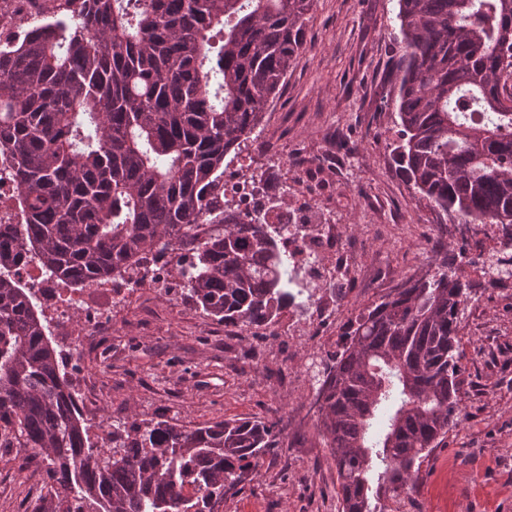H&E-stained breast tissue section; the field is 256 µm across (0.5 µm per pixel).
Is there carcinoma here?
I'll list each match as a JSON object with an SVG mask.
<instances>
[{
	"label": "carcinoma",
	"mask_w": 512,
	"mask_h": 512,
	"mask_svg": "<svg viewBox=\"0 0 512 512\" xmlns=\"http://www.w3.org/2000/svg\"><path fill=\"white\" fill-rule=\"evenodd\" d=\"M315 0H82L0 47V152L24 215L0 223V437L34 451L52 484L38 512H206L278 447L276 418L193 429L136 420L98 446L66 391L49 292L165 257L180 296L226 326L276 325L312 300L278 248L277 205L236 215L224 162L260 125L304 49ZM393 158L459 224L501 227L461 260L512 278V0H398ZM28 252L48 288L21 281ZM448 262L351 321L316 393L340 512H387L462 421L461 305Z\"/></svg>",
	"instance_id": "obj_1"
}]
</instances>
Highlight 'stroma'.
Segmentation results:
<instances>
[{
	"label": "stroma",
	"instance_id": "35a3bbf8",
	"mask_svg": "<svg viewBox=\"0 0 512 512\" xmlns=\"http://www.w3.org/2000/svg\"><path fill=\"white\" fill-rule=\"evenodd\" d=\"M397 0H316L306 44L285 85L247 142L252 169L266 170L287 200L304 196L311 222L339 225L356 254V276L337 281L336 326L310 339L258 328L229 337L223 323L146 282L112 309L99 361L53 324L56 349L73 352L68 376L85 382L92 441L130 421L195 428L224 419L287 420L281 447L251 479L216 500L213 512H338V481L305 406L316 388L303 376L312 350L331 364L351 319L435 259L456 261L460 228L399 175L391 145L397 113L387 74L401 39ZM472 294L461 319L463 421L422 464L401 512H512V281L465 269ZM23 450L0 462V512H29L47 487Z\"/></svg>",
	"mask_w": 512,
	"mask_h": 512
}]
</instances>
